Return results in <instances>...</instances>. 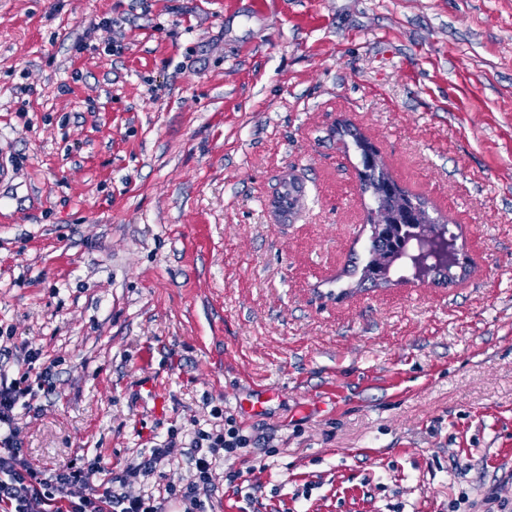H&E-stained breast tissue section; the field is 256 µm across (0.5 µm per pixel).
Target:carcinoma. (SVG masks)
<instances>
[{
    "label": "carcinoma",
    "mask_w": 512,
    "mask_h": 512,
    "mask_svg": "<svg viewBox=\"0 0 512 512\" xmlns=\"http://www.w3.org/2000/svg\"><path fill=\"white\" fill-rule=\"evenodd\" d=\"M360 151L361 168L357 175L360 188L371 193L375 207L368 210L369 260L363 268V277L373 282L387 278L391 267L398 262L414 268L411 256L418 254L421 244L429 239L439 246L425 256L424 275L439 276L459 264L454 238L448 229L429 217L424 202L403 190L390 176L378 154L368 142L355 138Z\"/></svg>",
    "instance_id": "carcinoma-1"
}]
</instances>
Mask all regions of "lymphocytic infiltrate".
Here are the masks:
<instances>
[{
	"mask_svg": "<svg viewBox=\"0 0 512 512\" xmlns=\"http://www.w3.org/2000/svg\"><path fill=\"white\" fill-rule=\"evenodd\" d=\"M42 351L16 345L0 336V512H168L178 504L182 512H207L215 489L220 461L256 447L257 436L246 432L233 417L222 428L193 427L189 462L196 480L185 489L161 487L157 491H130L131 480L154 476L171 462L168 446L157 445L122 470L103 468L99 485L86 487L77 461L63 463L52 474L29 467L17 427L21 408L37 397L35 384L44 383L49 368L40 367Z\"/></svg>",
	"mask_w": 512,
	"mask_h": 512,
	"instance_id": "lymphocytic-infiltrate-1",
	"label": "lymphocytic infiltrate"
}]
</instances>
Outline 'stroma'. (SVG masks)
I'll list each match as a JSON object with an SVG mask.
<instances>
[{
    "mask_svg": "<svg viewBox=\"0 0 512 512\" xmlns=\"http://www.w3.org/2000/svg\"><path fill=\"white\" fill-rule=\"evenodd\" d=\"M358 136L453 280H363ZM0 329L33 469L166 442L183 486L219 408L274 448L213 512L512 505V0H0Z\"/></svg>",
    "mask_w": 512,
    "mask_h": 512,
    "instance_id": "obj_1",
    "label": "stroma"
}]
</instances>
